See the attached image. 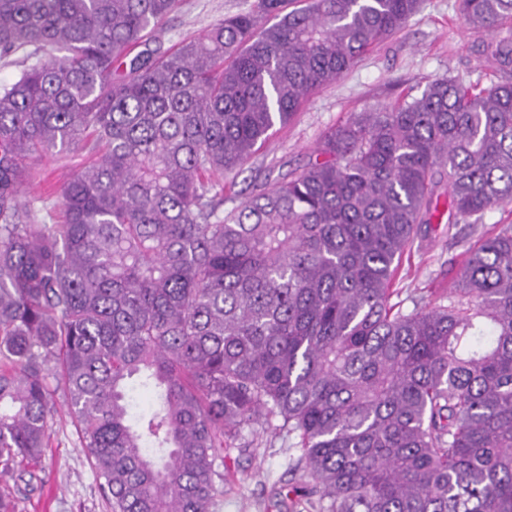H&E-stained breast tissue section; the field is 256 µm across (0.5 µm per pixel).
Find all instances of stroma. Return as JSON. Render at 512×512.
<instances>
[{
	"mask_svg": "<svg viewBox=\"0 0 512 512\" xmlns=\"http://www.w3.org/2000/svg\"><path fill=\"white\" fill-rule=\"evenodd\" d=\"M254 0H182L163 27V47L198 37L224 17L244 13ZM477 38L458 10V0H421L420 8L399 29L360 57L336 83L310 95L286 127H274L263 146L240 169L224 177V211L268 188L317 157L324 135L353 113L410 95H420L436 79L460 75L489 84L496 71L475 51ZM85 151L49 155L36 162L21 188V198L38 202L85 165ZM459 247L443 230L430 232L403 259L394 302L412 310L421 288H451ZM300 455L292 438L277 426L244 428L224 466V493L214 512H316L294 492L301 485L294 464ZM30 496L19 512H106L99 482L68 414L64 393L55 395L50 444L39 459Z\"/></svg>",
	"mask_w": 512,
	"mask_h": 512,
	"instance_id": "35a3bbf8",
	"label": "stroma"
}]
</instances>
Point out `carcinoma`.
<instances>
[{
    "instance_id": "cac0c4a2",
    "label": "carcinoma",
    "mask_w": 512,
    "mask_h": 512,
    "mask_svg": "<svg viewBox=\"0 0 512 512\" xmlns=\"http://www.w3.org/2000/svg\"><path fill=\"white\" fill-rule=\"evenodd\" d=\"M176 3L0 0V481L35 490L61 390L110 512H211L273 419L319 512H512V225L457 230L512 204V0H458L500 80L358 112L226 215L224 173L420 0H257L151 48ZM87 137L39 223L21 184ZM445 215L460 275L405 311L394 274Z\"/></svg>"
}]
</instances>
